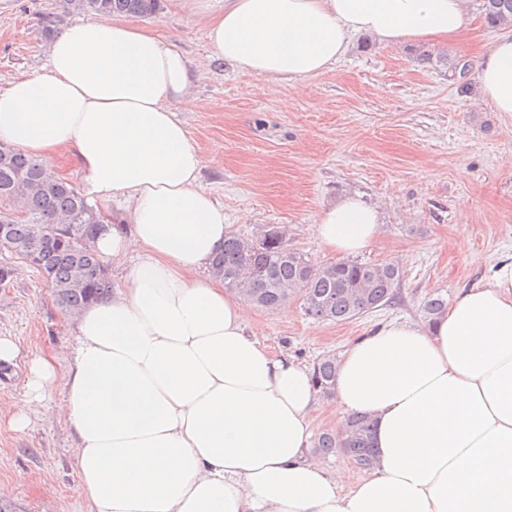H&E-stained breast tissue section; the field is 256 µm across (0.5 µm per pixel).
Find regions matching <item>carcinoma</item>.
Wrapping results in <instances>:
<instances>
[{
    "mask_svg": "<svg viewBox=\"0 0 512 512\" xmlns=\"http://www.w3.org/2000/svg\"><path fill=\"white\" fill-rule=\"evenodd\" d=\"M161 0H63L64 13L128 15L147 18L160 8ZM484 21L493 28L512 27V0H480ZM426 60L448 67L452 75L466 77L470 64L462 59L448 61V54H426ZM12 155L0 158V215L13 212L10 205L19 196L28 200L27 219L11 227L15 246L35 239L43 227L47 235L38 239L42 278L54 302L65 314H77L112 290L104 260L92 247L95 235L87 228L103 223V215L67 180L45 163L12 145ZM213 273L224 281V288L265 310L288 304L302 297L305 314L323 322H345L377 308L390 307L398 297L402 278L394 263L373 264L338 260L315 264L306 255L288 249L285 237L270 239L262 234L246 239L231 234L224 240V251L212 262ZM448 309L440 296L428 298L423 317L436 322ZM313 377L324 396L333 395L336 357L325 356L313 366ZM373 422L356 414L347 418V430L323 432L314 448L322 456L340 453L359 468L370 470L376 464L372 446Z\"/></svg>",
    "mask_w": 512,
    "mask_h": 512,
    "instance_id": "cac0c4a2",
    "label": "carcinoma"
}]
</instances>
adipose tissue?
Returning <instances> with one entry per match:
<instances>
[{"label":"adipose tissue","mask_w":512,"mask_h":512,"mask_svg":"<svg viewBox=\"0 0 512 512\" xmlns=\"http://www.w3.org/2000/svg\"><path fill=\"white\" fill-rule=\"evenodd\" d=\"M188 2L211 58L298 85L357 36L445 43L468 15L465 0ZM196 71L169 40L103 15L66 27L42 73L0 90V141L45 162L67 153L85 195L126 212L93 242L123 276L77 316L74 342L26 359L0 336V362L27 365L10 428L26 429L30 402L62 383L51 413L75 435L89 512H512V254L436 325L393 321L340 354L336 404L372 418L378 450L344 489L309 452L324 403L311 369L254 338L251 306L211 270L230 227L177 117ZM477 77L482 98L512 113V29ZM313 230L353 257L381 214L346 194Z\"/></svg>","instance_id":"adipose-tissue-1"}]
</instances>
